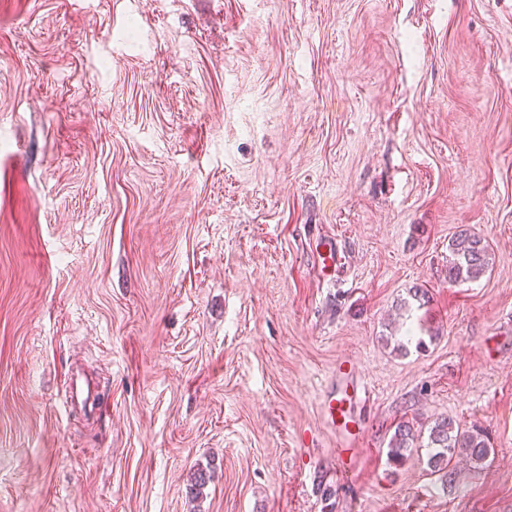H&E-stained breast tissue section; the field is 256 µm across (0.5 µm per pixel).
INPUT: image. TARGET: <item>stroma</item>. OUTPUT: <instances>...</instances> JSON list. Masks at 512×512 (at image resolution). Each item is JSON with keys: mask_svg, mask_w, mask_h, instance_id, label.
Instances as JSON below:
<instances>
[{"mask_svg": "<svg viewBox=\"0 0 512 512\" xmlns=\"http://www.w3.org/2000/svg\"><path fill=\"white\" fill-rule=\"evenodd\" d=\"M0 512H512V0H0ZM452 258L448 265V280L462 282L483 275L492 264L489 245L483 237L462 229L451 241ZM335 371V385L324 394L320 405L324 420L336 431V457L341 471L347 474L352 470L353 446L363 432L357 410L367 399L369 387L349 360L339 361ZM97 391L88 380L78 375L69 376L65 383V402L70 407H80L82 410L94 412L96 406ZM427 443L409 421L399 422L389 441L388 458L393 463H402L409 456L421 454L427 448V467L430 474L439 476L444 486L455 480V467L458 458H465L477 469L494 452L486 434L479 429H465L451 417L434 420L428 430ZM422 456V454H421Z\"/></svg>", "mask_w": 512, "mask_h": 512, "instance_id": "stroma-1", "label": "stroma"}]
</instances>
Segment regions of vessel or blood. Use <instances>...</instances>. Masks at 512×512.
Masks as SVG:
<instances>
[{"label": "vessel or blood", "instance_id": "obj_1", "mask_svg": "<svg viewBox=\"0 0 512 512\" xmlns=\"http://www.w3.org/2000/svg\"><path fill=\"white\" fill-rule=\"evenodd\" d=\"M336 381L324 394L320 405L322 415L338 438L336 457L342 472L352 469L353 447L359 440L363 425L358 407L369 394L367 381L352 363L339 361L335 368ZM95 386L78 376L68 377L65 383V402L69 406L92 412L96 409Z\"/></svg>", "mask_w": 512, "mask_h": 512}]
</instances>
